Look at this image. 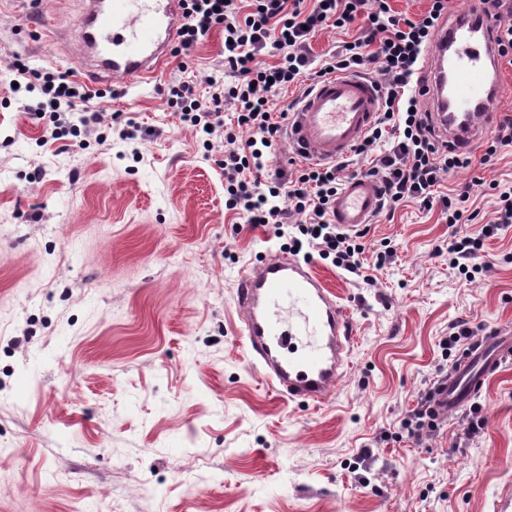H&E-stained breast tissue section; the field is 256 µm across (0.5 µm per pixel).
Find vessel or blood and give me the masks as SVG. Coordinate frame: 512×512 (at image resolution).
I'll list each match as a JSON object with an SVG mask.
<instances>
[{
  "label": "vessel or blood",
  "instance_id": "1",
  "mask_svg": "<svg viewBox=\"0 0 512 512\" xmlns=\"http://www.w3.org/2000/svg\"><path fill=\"white\" fill-rule=\"evenodd\" d=\"M68 28L41 22L46 40H65L68 54L98 86L133 85L170 60L185 22L183 0H82ZM501 20L486 0H467L462 13L441 20L421 74L430 121L443 139L465 147L501 118L496 78ZM375 84L350 74L316 80L288 115V142L316 161L348 155L379 112ZM377 191L364 177L347 180L336 197L340 228L370 223ZM240 336L259 380L280 396L318 406L333 396L355 341L354 323L337 295L297 255L281 251L246 267L236 284ZM512 359L507 330L475 337L437 384L434 408L445 417L478 396L486 379Z\"/></svg>",
  "mask_w": 512,
  "mask_h": 512
}]
</instances>
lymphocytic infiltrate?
I'll use <instances>...</instances> for the list:
<instances>
[{
  "instance_id": "f902f5d3",
  "label": "lymphocytic infiltrate",
  "mask_w": 512,
  "mask_h": 512,
  "mask_svg": "<svg viewBox=\"0 0 512 512\" xmlns=\"http://www.w3.org/2000/svg\"><path fill=\"white\" fill-rule=\"evenodd\" d=\"M189 20L174 55L189 54L214 27H222L224 70L230 83L212 82L208 97H200L186 81L168 84L167 103L181 122L196 130L220 128L228 145L220 167L224 171V206L250 224H275L293 230L286 250H317L336 267L359 274L364 265L361 232H346L332 220V207L342 188L345 163H315L289 158L288 168L266 173V158L285 134L270 101L277 90L317 80L331 73L358 76L379 74L380 111L375 124L355 148V155L373 153L367 177L379 187L380 208L411 201L425 209L439 208L452 231L448 262L466 280L483 271V240L512 225V190L498 193L497 216L480 235L459 234L457 227L472 223L466 202L484 193L482 180L457 189L439 190L443 175L472 165L471 154L450 143L437 144L423 96L415 86L426 61V50L445 13L447 0H430L422 18L397 15L389 0H187ZM361 23L362 34L317 60L309 41L326 29H348ZM19 87L33 93L26 109L37 119L52 122V138L81 136L100 123L97 112L69 113L77 104L102 98V91L48 68L34 69L22 58L12 63ZM233 106L234 122L225 124L224 108Z\"/></svg>"
}]
</instances>
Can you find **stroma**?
I'll list each match as a JSON object with an SVG mask.
<instances>
[{
    "label": "stroma",
    "mask_w": 512,
    "mask_h": 512,
    "mask_svg": "<svg viewBox=\"0 0 512 512\" xmlns=\"http://www.w3.org/2000/svg\"><path fill=\"white\" fill-rule=\"evenodd\" d=\"M28 8L0 0V512H499L512 360L439 431L416 441L404 421L448 376L453 325L512 326V227L470 282L439 210L411 202L365 225L362 275L309 256L354 321L351 364L324 406L276 396L236 338L234 283L283 240L225 209L223 138L205 149L165 98L224 79L222 28L91 101L101 124L66 149L12 90L17 55L76 72ZM475 178L512 187V148L440 190Z\"/></svg>",
    "instance_id": "stroma-1"
}]
</instances>
